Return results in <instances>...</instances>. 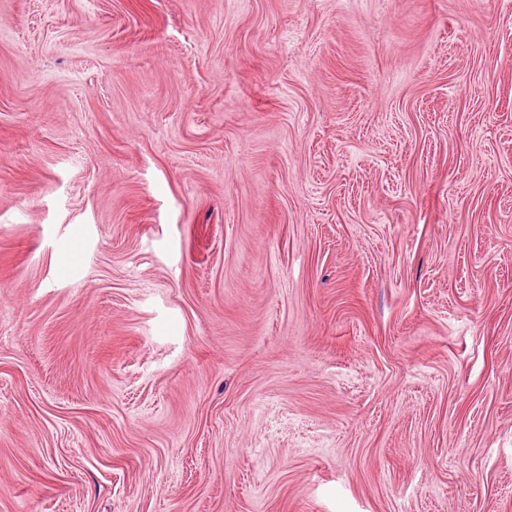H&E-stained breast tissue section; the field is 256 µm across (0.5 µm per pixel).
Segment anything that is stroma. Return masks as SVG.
Wrapping results in <instances>:
<instances>
[{"label":"stroma","instance_id":"obj_1","mask_svg":"<svg viewBox=\"0 0 512 512\" xmlns=\"http://www.w3.org/2000/svg\"><path fill=\"white\" fill-rule=\"evenodd\" d=\"M0 512H512V0H0Z\"/></svg>","mask_w":512,"mask_h":512}]
</instances>
